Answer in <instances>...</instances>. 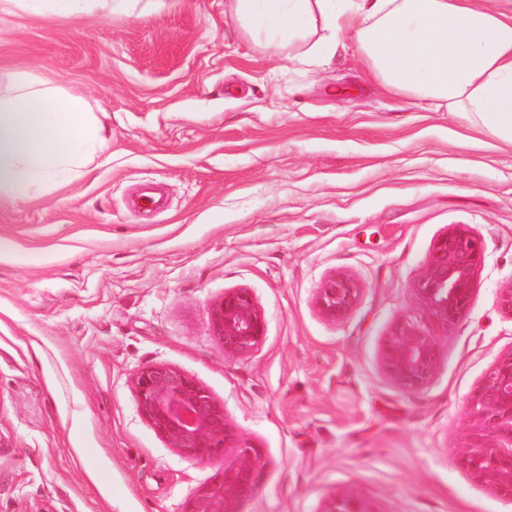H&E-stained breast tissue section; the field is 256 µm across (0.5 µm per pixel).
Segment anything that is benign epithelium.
Instances as JSON below:
<instances>
[{"instance_id":"obj_1","label":"benign epithelium","mask_w":512,"mask_h":512,"mask_svg":"<svg viewBox=\"0 0 512 512\" xmlns=\"http://www.w3.org/2000/svg\"><path fill=\"white\" fill-rule=\"evenodd\" d=\"M482 262V241L464 225L434 241L415 286L433 321L446 326L467 314ZM360 295L355 278L334 274L317 288L314 306L325 320L341 323L357 308ZM209 320L230 357L252 353L266 332L264 315L243 288L224 292L211 306ZM439 362L434 338L408 320L397 321L383 340L381 368L405 389L426 385ZM133 386L141 416L178 454L199 461L224 458V469L192 492L182 512H241L259 488L264 463L259 449L241 442L224 407L193 378L165 364L139 369ZM471 419L457 463L480 485L512 501V351L499 355L475 387ZM319 512L374 510L356 491L344 489L328 497Z\"/></svg>"}]
</instances>
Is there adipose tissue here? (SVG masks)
<instances>
[{"mask_svg":"<svg viewBox=\"0 0 512 512\" xmlns=\"http://www.w3.org/2000/svg\"><path fill=\"white\" fill-rule=\"evenodd\" d=\"M32 12L114 13L125 0H12ZM241 32L276 56L328 65L351 48L388 95L462 114L512 146V7L502 0H228ZM108 148L76 93L0 71V203L87 176Z\"/></svg>","mask_w":512,"mask_h":512,"instance_id":"ef3b65f1","label":"adipose tissue"}]
</instances>
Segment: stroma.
Masks as SVG:
<instances>
[{"instance_id":"obj_1","label":"stroma","mask_w":512,"mask_h":512,"mask_svg":"<svg viewBox=\"0 0 512 512\" xmlns=\"http://www.w3.org/2000/svg\"><path fill=\"white\" fill-rule=\"evenodd\" d=\"M225 0L81 18L0 10V70L31 67L107 113L109 160L0 204V512H181L224 465L178 455L133 376L173 366L223 404L264 469L242 512H319L351 488L373 512H512L456 461L470 397L512 349V147L388 97L360 59L300 70L244 36ZM162 209H134L141 187ZM483 242L472 305L442 326L414 286L434 240ZM362 286L341 324L313 300ZM244 288L266 321L228 357L209 322ZM440 365L408 390L380 367L391 325ZM360 285L352 276L334 274L325 278L314 296V306L327 321L341 323L346 321L357 308Z\"/></svg>"}]
</instances>
